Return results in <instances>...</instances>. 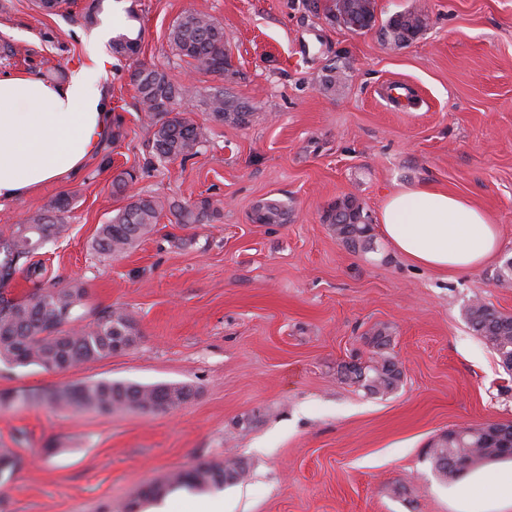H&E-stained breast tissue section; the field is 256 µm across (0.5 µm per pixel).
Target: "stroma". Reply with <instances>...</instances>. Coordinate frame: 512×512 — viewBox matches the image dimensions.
Returning a JSON list of instances; mask_svg holds the SVG:
<instances>
[{"label": "stroma", "instance_id": "35a3bbf8", "mask_svg": "<svg viewBox=\"0 0 512 512\" xmlns=\"http://www.w3.org/2000/svg\"><path fill=\"white\" fill-rule=\"evenodd\" d=\"M87 0L43 14L35 0H0V72L68 74L90 50L106 57L103 84L120 137L82 173L0 208V230L74 196L66 237L41 260L58 285L80 281L89 307L123 308L137 342L60 372L0 363V392L43 391L100 379L185 383L189 403L167 414L109 415L49 404L0 406V448L20 447L22 468L0 480V512H114L150 483L198 461L236 455L246 479L225 487L233 512H458L432 471L428 442L457 425L512 421V373L468 325L482 298L512 315V287L497 284L512 258V0H376L372 29L354 33L325 0ZM418 10L426 28L387 44L395 14ZM224 29L234 79L181 61L169 33L184 12ZM140 40L133 57L94 46L98 25ZM14 56H6V48ZM167 72L205 143L186 162L154 163L152 131L136 118L130 74ZM347 74L324 83L327 68ZM402 83L411 100L387 98ZM223 90L245 102L241 126L213 121ZM137 178L124 195L112 179ZM459 193L497 224L500 249L466 272L412 263L375 236L367 252L337 240L329 204L350 196L371 218L412 186ZM150 194L217 216L154 231L119 256L91 241L125 196ZM288 208L283 224L251 219L263 200ZM392 332L387 353L403 384L386 396L340 380L338 365L373 349L372 328ZM404 486L402 495L389 491Z\"/></svg>", "mask_w": 512, "mask_h": 512}]
</instances>
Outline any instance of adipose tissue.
<instances>
[{
  "label": "adipose tissue",
  "instance_id": "ef3b65f1",
  "mask_svg": "<svg viewBox=\"0 0 512 512\" xmlns=\"http://www.w3.org/2000/svg\"><path fill=\"white\" fill-rule=\"evenodd\" d=\"M104 63L73 71L62 83L32 75L0 77V206L51 182L68 180L112 135ZM383 238L418 265L443 272L472 270L499 248L496 225L460 194L428 186L392 193L379 213ZM493 485L488 502L472 499ZM459 512L512 508V464L485 468L458 485Z\"/></svg>",
  "mask_w": 512,
  "mask_h": 512
}]
</instances>
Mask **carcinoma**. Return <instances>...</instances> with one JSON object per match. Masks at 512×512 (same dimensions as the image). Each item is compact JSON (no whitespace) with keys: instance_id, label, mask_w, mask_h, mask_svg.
I'll return each instance as SVG.
<instances>
[{"instance_id":"obj_1","label":"carcinoma","mask_w":512,"mask_h":512,"mask_svg":"<svg viewBox=\"0 0 512 512\" xmlns=\"http://www.w3.org/2000/svg\"><path fill=\"white\" fill-rule=\"evenodd\" d=\"M366 0H329L330 16L351 27V22L365 11ZM421 29L420 14L405 12L396 15L387 25L386 39L398 44L401 35L414 36ZM169 40L177 54L190 59L206 70L222 76H234L225 47L224 30L205 14L187 11L172 27ZM110 47L118 56L136 54L139 42L121 34L112 38ZM136 91V108L152 130V153L160 162H185L197 154L204 143L201 127L183 108L187 89L171 81L158 68L141 65L131 74ZM210 115L216 121L242 125L250 115L245 103L236 97L216 92L209 98ZM72 206V196L63 193L50 204L47 213L27 224H13L9 234L0 232V283L21 271L34 284L22 298H9L0 292V362L15 366H38L46 371H63L78 364L94 362L125 350L135 343L137 335L131 317L119 307L99 311L87 308V292L77 281L61 288L45 277L46 268L33 260L42 245L61 237L68 229L65 213ZM343 208L349 211L347 224L336 223L335 207H330L326 220L340 239L355 250H369L373 227L363 222L367 215L350 197ZM169 212L177 224H195L211 220L214 209L205 198L187 206L176 200L158 196H131L116 210L108 222L99 225L92 241L95 252L118 255L126 252L148 236L159 223L163 212ZM287 209L275 199L259 204L252 215L257 224H282ZM464 316L471 329L495 353L501 367L512 371V315L504 314L479 300L469 303ZM375 348L370 363L340 365L343 379L361 384L373 395H388L402 381V371L387 355L390 345L388 327H378L367 337ZM196 395L187 384L143 385L126 381L98 380L82 385L57 388L47 393H0V404L44 401L55 407L76 411L92 410L110 414L118 410L149 413L156 405L179 408ZM512 450V424L490 423L483 426H455L433 439L427 454L437 478L458 479L467 469L509 457ZM23 457L15 448H0V477L13 475L22 465ZM247 473V463L240 457L222 463L200 461L188 469L172 474L162 483H153L141 490L144 498H160L172 486L189 490L222 489L237 484Z\"/></svg>"}]
</instances>
